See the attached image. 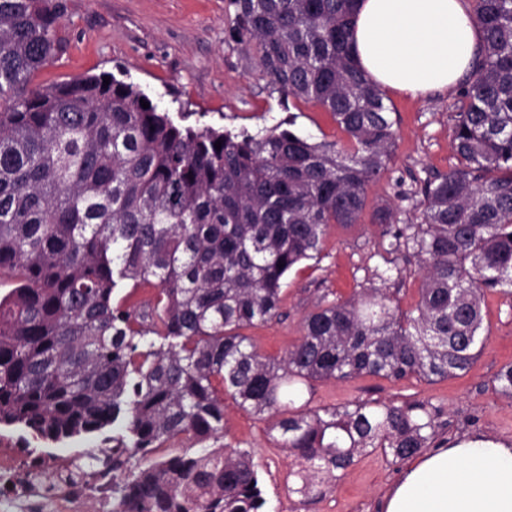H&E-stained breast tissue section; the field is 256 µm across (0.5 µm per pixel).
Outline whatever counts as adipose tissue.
<instances>
[{
	"instance_id": "ef3b65f1",
	"label": "adipose tissue",
	"mask_w": 512,
	"mask_h": 512,
	"mask_svg": "<svg viewBox=\"0 0 512 512\" xmlns=\"http://www.w3.org/2000/svg\"><path fill=\"white\" fill-rule=\"evenodd\" d=\"M479 44L467 0H359L354 56L380 89L414 98L452 89ZM385 512H512V446L470 437L420 458Z\"/></svg>"
}]
</instances>
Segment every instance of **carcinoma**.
Here are the masks:
<instances>
[{"label":"carcinoma","mask_w":512,"mask_h":512,"mask_svg":"<svg viewBox=\"0 0 512 512\" xmlns=\"http://www.w3.org/2000/svg\"><path fill=\"white\" fill-rule=\"evenodd\" d=\"M228 4L272 90L319 105L346 143L180 126L113 74L32 88L63 49L59 2L0 0V276L16 282L0 297V425L55 441L124 422L112 464L138 461L115 488L125 512H267L251 452L214 448L226 397L271 420L301 462L288 491L307 499L370 449L421 454L443 427L429 401L297 402L318 381L462 375L485 294L512 297V0H473L458 164L423 182L421 223L374 211L384 266L368 285L323 294L283 356L258 350L243 330L280 315L288 272L320 262L331 225L360 223L397 129L354 61L355 0ZM410 255L423 285L403 312L386 285ZM145 285L153 300L132 303ZM494 383L512 399V365ZM184 438L200 450H171Z\"/></svg>","instance_id":"obj_1"}]
</instances>
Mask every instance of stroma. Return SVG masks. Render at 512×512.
Segmentation results:
<instances>
[{"mask_svg": "<svg viewBox=\"0 0 512 512\" xmlns=\"http://www.w3.org/2000/svg\"><path fill=\"white\" fill-rule=\"evenodd\" d=\"M59 32L67 42L58 60L39 70L33 86H47L103 72L123 75L187 125L257 131L294 119L297 131L314 140L337 141L343 134L318 105L281 99L255 56L232 41L234 13L227 0H60ZM457 91L411 98L390 93L386 104L396 121L397 140L389 170L367 189V212L351 228L331 225L320 262H305L288 274L280 316L248 329L261 353L282 356L301 335V323L318 291L349 298L366 284L378 263L382 241L372 208L390 205L397 224L421 221L419 189L426 178L448 172L457 159L451 149L450 114ZM484 314V348L464 376L436 382L414 377L392 382L377 377L316 383L313 406H340L379 400H428L441 410L444 427L438 447L449 440L483 435L512 444V399L496 394L491 381L512 364V297L490 294ZM226 442L251 451L260 466L268 512H385L388 491L403 477L405 465L390 464L381 451L361 456L337 481L334 491L302 502L289 493L288 476L296 458L268 434L266 421L224 402ZM124 423L101 435L57 442L24 429L0 426V437L23 452L74 455L99 452L123 436Z\"/></svg>", "mask_w": 512, "mask_h": 512, "instance_id": "35a3bbf8", "label": "stroma"}]
</instances>
